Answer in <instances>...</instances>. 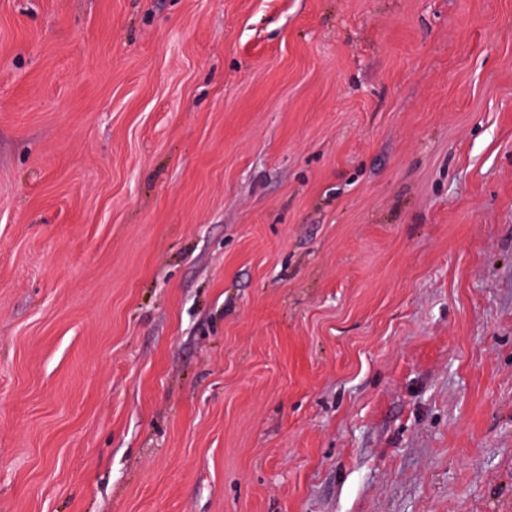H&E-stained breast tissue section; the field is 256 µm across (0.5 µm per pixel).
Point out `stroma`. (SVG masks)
Returning a JSON list of instances; mask_svg holds the SVG:
<instances>
[{"mask_svg": "<svg viewBox=\"0 0 512 512\" xmlns=\"http://www.w3.org/2000/svg\"><path fill=\"white\" fill-rule=\"evenodd\" d=\"M0 512H512V0H0Z\"/></svg>", "mask_w": 512, "mask_h": 512, "instance_id": "stroma-1", "label": "stroma"}]
</instances>
